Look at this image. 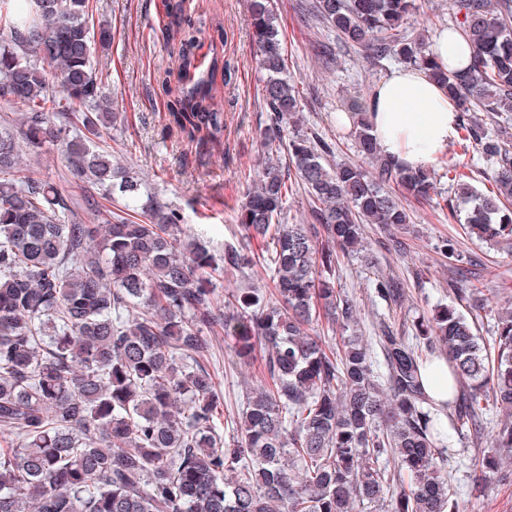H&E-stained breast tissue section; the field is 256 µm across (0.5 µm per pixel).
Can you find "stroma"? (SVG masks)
Wrapping results in <instances>:
<instances>
[{
    "label": "stroma",
    "mask_w": 512,
    "mask_h": 512,
    "mask_svg": "<svg viewBox=\"0 0 512 512\" xmlns=\"http://www.w3.org/2000/svg\"><path fill=\"white\" fill-rule=\"evenodd\" d=\"M274 2L288 72L299 94L303 129L335 144L330 164L360 162L354 130L340 124L338 116L347 111L350 100L368 99L373 86L396 69V62L378 63L365 52L344 46L334 29L310 17L311 0ZM167 3L90 0L94 21L112 30V44L99 59L106 92L121 114L104 146L140 171L160 198L182 208L186 224L203 229L210 246L220 251L225 244L242 240L237 204L265 151L260 136L266 123L263 73L254 54L249 0H183L184 13L194 25L197 60L206 66L213 55L221 54L235 67L231 82H224L219 72L213 77L215 107L224 114V135L216 143L189 142L169 129V97L160 81L178 62L166 30ZM455 24L452 0H416L406 26L431 39ZM26 156L39 177L74 197L87 195L85 183L67 171L56 147L46 145L27 151ZM459 160L471 168L474 185L487 190L489 184L481 175L486 161L478 153L464 152L462 140H454L432 163V202L406 201L410 222L404 228L389 232L367 225L368 255L341 259L336 281L360 304L364 338H372L382 321L396 335L412 336L418 317L432 315L435 306L448 303L453 271L436 250L438 240L445 237L455 238L478 259V288L460 308L473 318L479 335L491 338L498 312L512 305V262L469 240L446 205L454 196L448 166ZM380 275L403 288L399 301L375 297L370 283ZM205 364L217 377L225 411L238 415L247 389L260 378V363L237 364L229 341L217 335ZM482 450L469 431L453 433L444 455V470L453 485L472 488L478 476L475 461Z\"/></svg>",
    "instance_id": "stroma-1"
}]
</instances>
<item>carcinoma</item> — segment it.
<instances>
[{"instance_id":"1","label":"carcinoma","mask_w":512,"mask_h":512,"mask_svg":"<svg viewBox=\"0 0 512 512\" xmlns=\"http://www.w3.org/2000/svg\"><path fill=\"white\" fill-rule=\"evenodd\" d=\"M458 29L473 49L461 73L440 65L404 21L415 0H312L314 18L375 60L424 69L458 104L463 140L490 162L492 190L467 166L453 167L465 234L487 248L512 245V139L477 112L512 126V0H455ZM267 123L268 156L254 173L237 221L267 242V292L247 283L224 294L213 274L245 275L242 245L209 248L180 208L147 191L97 145L117 122L98 52L112 30L89 18V0H0V512H465L442 467L448 428L484 441V482L512 455V310L498 313L486 343L455 304L418 322L428 351L446 347L452 391L438 404L423 385L422 351L386 323L368 344L354 333L328 350L313 335L322 318L352 329L359 303L336 288L338 252L367 248L365 225L408 223L403 195L427 200L428 167L381 154L367 103L353 101L357 147L372 164L336 167L334 146L299 126L298 91L273 0H250ZM170 26H192L181 3ZM194 37L180 41L178 74L197 69ZM170 128L189 141H217L224 113L211 83L175 90ZM60 146L70 171L119 211L74 198L36 176L23 147ZM304 185L310 223L284 222L290 172ZM457 278L448 294L472 291L471 257L454 238L438 246ZM381 299L403 290L372 283ZM248 361L263 348L264 379L246 393L236 436L216 424L221 397L201 363L217 330ZM508 412L484 432L489 409Z\"/></svg>"}]
</instances>
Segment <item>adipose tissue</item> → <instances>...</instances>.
I'll return each mask as SVG.
<instances>
[{
  "label": "adipose tissue",
  "mask_w": 512,
  "mask_h": 512,
  "mask_svg": "<svg viewBox=\"0 0 512 512\" xmlns=\"http://www.w3.org/2000/svg\"><path fill=\"white\" fill-rule=\"evenodd\" d=\"M433 52L449 68L463 70L473 49L457 31L437 34ZM371 134L382 152L407 167L431 163L459 132V108L447 91L418 68L388 73L368 100Z\"/></svg>",
  "instance_id": "1"
}]
</instances>
